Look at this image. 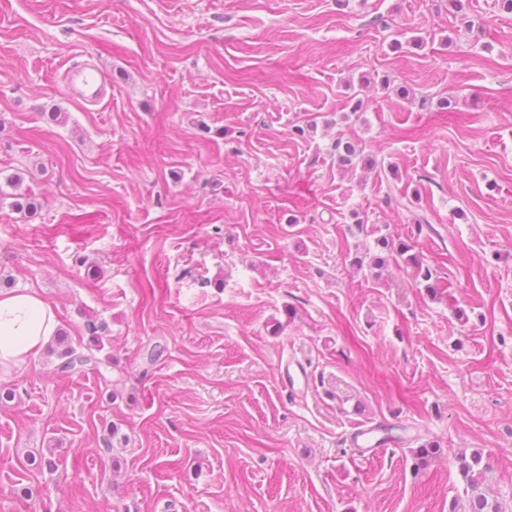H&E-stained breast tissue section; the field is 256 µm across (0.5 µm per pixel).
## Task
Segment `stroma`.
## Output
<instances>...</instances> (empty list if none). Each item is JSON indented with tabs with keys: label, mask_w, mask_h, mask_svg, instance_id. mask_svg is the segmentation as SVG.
I'll list each match as a JSON object with an SVG mask.
<instances>
[{
	"label": "stroma",
	"mask_w": 512,
	"mask_h": 512,
	"mask_svg": "<svg viewBox=\"0 0 512 512\" xmlns=\"http://www.w3.org/2000/svg\"><path fill=\"white\" fill-rule=\"evenodd\" d=\"M461 4L0 0V291L75 346L95 318L112 360L0 368V512H449L476 451L512 512V15ZM88 58L84 108L60 77ZM359 218L435 293L353 267ZM104 76L96 64L82 62L66 73L63 91L66 95L96 104L103 97ZM335 148L338 160L346 170H354L359 166L373 168L375 165V160L363 155V152L350 141L338 140Z\"/></svg>",
	"instance_id": "1"
}]
</instances>
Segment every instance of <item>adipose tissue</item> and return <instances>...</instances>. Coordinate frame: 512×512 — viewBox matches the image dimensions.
<instances>
[{
  "label": "adipose tissue",
  "instance_id": "ef3b65f1",
  "mask_svg": "<svg viewBox=\"0 0 512 512\" xmlns=\"http://www.w3.org/2000/svg\"><path fill=\"white\" fill-rule=\"evenodd\" d=\"M57 327L52 306L38 293H0V365L25 364L46 346Z\"/></svg>",
  "mask_w": 512,
  "mask_h": 512
}]
</instances>
